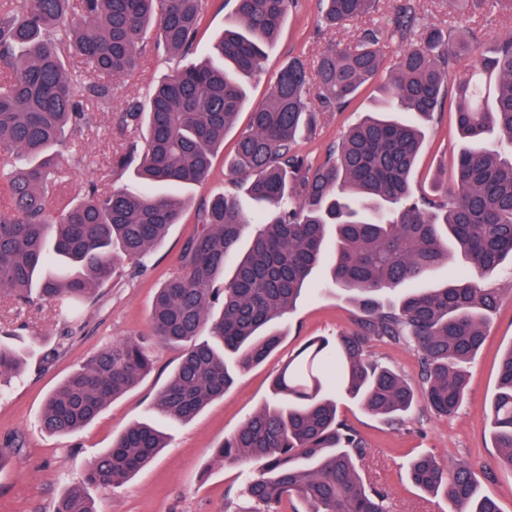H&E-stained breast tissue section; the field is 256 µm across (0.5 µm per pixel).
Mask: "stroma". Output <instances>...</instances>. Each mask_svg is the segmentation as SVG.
<instances>
[{
	"label": "stroma",
	"instance_id": "obj_1",
	"mask_svg": "<svg viewBox=\"0 0 512 512\" xmlns=\"http://www.w3.org/2000/svg\"><path fill=\"white\" fill-rule=\"evenodd\" d=\"M390 5L391 0H381L380 11L372 17L351 20L331 32L322 23L318 0H298L268 50L263 72L250 84L252 105L265 100L289 58H301L311 66L329 43L354 41L372 25L390 29ZM417 8L424 22L448 27L456 36H478L488 48L512 35L509 12L488 7L463 15L455 11L451 0H417ZM203 10L196 50L200 56L210 51L223 32L233 4L231 0H205ZM183 64V59L149 51L134 77L113 80L111 107L97 111L95 123L83 134V157L66 153L60 159L68 175L53 188L58 200L67 203L80 197L91 183L109 192L130 182L131 171L114 170L111 164L113 155L125 147L115 126L116 114L126 96L144 90ZM377 95L376 86H369L345 111L324 113L315 136L300 141L298 151L314 159L324 158L344 131L372 108ZM248 121V115H241L227 132L208 180L184 189L190 205L182 223L169 228L145 266L120 261L117 274L100 287L96 300L66 320L59 318L49 303L24 308L0 304V343L23 350L27 358L21 377L0 382V448L14 450L0 468V512H51L54 500L82 481L88 462L110 448L116 435L134 422L157 419V394L180 357L179 349L160 343L153 347L151 373L78 433L51 434L39 423L46 397L72 371L114 341L149 335L148 312L155 290L176 270L181 246L195 229L198 209L234 189L225 159ZM460 148L454 107L447 104L426 129V147L413 173L416 190L432 192L437 175L453 170ZM324 277V270L314 271L303 299L279 321L280 343L264 363L239 375L223 398L191 422L163 423L171 438L169 448L133 479L113 490L91 489L99 512H242L248 507L240 467L216 462L212 453L248 417L273 402V379L290 356L309 340L356 329L358 306L324 290ZM488 283L499 290L500 302L486 328L482 348L469 367L466 400L454 418L437 417L421 402L403 423L389 426L345 396L337 398L341 419L366 441L364 473L389 492L392 512H448L446 500L424 493L408 479L405 464L414 456L428 452L447 460L466 456L477 464L493 466L498 450L490 436V402L497 391L501 355L512 347V274L497 272L489 276ZM50 349L55 352L51 358L46 355Z\"/></svg>",
	"mask_w": 512,
	"mask_h": 512
}]
</instances>
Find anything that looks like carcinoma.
Returning <instances> with one entry per match:
<instances>
[{
    "label": "carcinoma",
    "mask_w": 512,
    "mask_h": 512,
    "mask_svg": "<svg viewBox=\"0 0 512 512\" xmlns=\"http://www.w3.org/2000/svg\"><path fill=\"white\" fill-rule=\"evenodd\" d=\"M232 23L215 57L191 62L142 96L125 99L117 127L127 134L115 170L137 183L59 205L49 185L65 177L54 148L82 153L95 120L89 105L112 100V79L129 78L146 50L192 54L203 0H0V178L10 206L0 211V302L54 304L60 311L92 302L116 273L114 255L140 261L173 224L184 202L156 195L154 183L200 184L224 135L247 106L243 78L262 70L293 0H234ZM327 27L372 13L377 0H320ZM416 0H393L390 36L408 43L372 114L325 157L296 150L325 112H340L379 71L384 33L365 29L332 46L313 72L293 58L264 102L249 112L230 168L259 208L245 212L229 192L197 213L177 271L154 297L151 336L112 343L75 370L46 400L43 428L74 434L153 368L152 341L181 349L156 398L159 414L187 423L224 396L235 378L262 363L280 334L270 325L291 310L313 271L355 296L358 328L312 341L280 369V398L251 416L214 450L224 463H252L244 479L249 512H280L296 497L304 512H391L388 494L368 483L360 462L366 442L338 416L330 387L363 410L396 424L415 388L373 359L370 343L415 347L423 397L438 416L457 414L466 365L480 349L500 302L484 276L512 266V36L476 56L450 31L419 23ZM458 71L448 85L450 70ZM447 97L466 140L453 183L439 178L440 199L418 195L410 175L423 132L390 117L430 121ZM256 225L247 251L239 243ZM453 257L473 270L441 288L405 290ZM231 267L229 279L218 281ZM23 353L0 344V378L19 374ZM490 426L496 464L512 471V348L503 356ZM166 447V437L135 423L99 454L82 483L52 512H97L90 487L118 488ZM411 482L441 496L449 512H500L470 462L421 455L407 463Z\"/></svg>",
    "instance_id": "obj_1"
}]
</instances>
